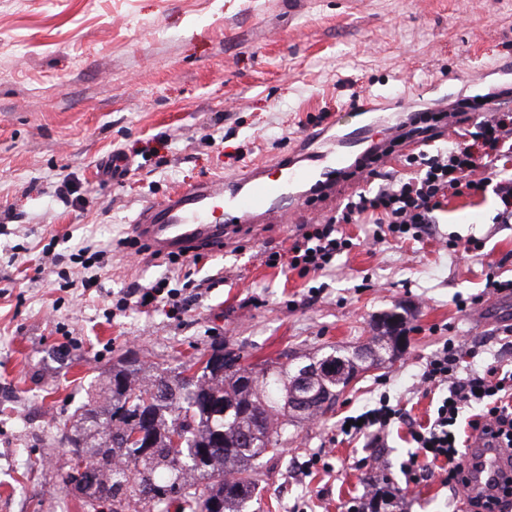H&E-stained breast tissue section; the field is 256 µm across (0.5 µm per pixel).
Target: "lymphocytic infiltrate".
<instances>
[{"label": "lymphocytic infiltrate", "mask_w": 512, "mask_h": 512, "mask_svg": "<svg viewBox=\"0 0 512 512\" xmlns=\"http://www.w3.org/2000/svg\"><path fill=\"white\" fill-rule=\"evenodd\" d=\"M495 94L482 98L465 96L449 103L448 110L463 116L466 125L446 149L429 153L433 125L429 113L416 109L400 124L401 139L420 144L418 152L406 155L407 166L415 174L401 179L381 173L370 165L365 177L379 180L374 194L358 193L348 198L331 216L302 225L286 251L267 255L265 264L275 268L295 264L300 276L329 271L337 256L350 251L353 242L341 232L344 224L374 225L372 239L386 237L421 241L435 214L451 197L477 196L494 189L499 200L497 223H512V108L492 109ZM466 353L459 342L447 340L428 360L423 382L437 388L447 386L448 394L439 404L433 420L419 424L400 405L380 396L361 416L338 425L342 439L369 437L384 441L395 424L405 425L415 450L403 464L406 479L424 481L431 464L441 463L444 482L452 495L467 498L470 512H493L489 501L468 498L466 472L471 465L465 453L469 442L484 439L499 448L512 449V370L500 362L477 369L465 364ZM468 422H461L463 411Z\"/></svg>", "instance_id": "f902f5d3"}]
</instances>
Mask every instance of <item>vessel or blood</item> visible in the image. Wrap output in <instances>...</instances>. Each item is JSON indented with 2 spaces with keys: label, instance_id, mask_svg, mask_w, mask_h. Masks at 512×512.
<instances>
[{
  "label": "vessel or blood",
  "instance_id": "1",
  "mask_svg": "<svg viewBox=\"0 0 512 512\" xmlns=\"http://www.w3.org/2000/svg\"><path fill=\"white\" fill-rule=\"evenodd\" d=\"M365 124L348 126L345 140L302 135L299 149L273 164L250 165L240 177L221 176L176 190L145 203L132 225L134 238L167 255L196 247L216 248L250 224H271L291 216L301 203L298 190L310 186L332 197L348 161L346 148L363 143ZM469 489L475 495L497 493L512 474V457L498 448L472 447Z\"/></svg>",
  "mask_w": 512,
  "mask_h": 512
}]
</instances>
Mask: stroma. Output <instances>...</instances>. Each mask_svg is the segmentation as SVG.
Masks as SVG:
<instances>
[{
    "instance_id": "stroma-1",
    "label": "stroma",
    "mask_w": 512,
    "mask_h": 512,
    "mask_svg": "<svg viewBox=\"0 0 512 512\" xmlns=\"http://www.w3.org/2000/svg\"><path fill=\"white\" fill-rule=\"evenodd\" d=\"M509 59L512 0H0V512H83L62 487L68 439L120 359L156 372L219 346L256 368L365 354L393 313L398 356L289 427L247 512H346L376 486L393 512H465L440 470L406 483L404 429L340 443L336 425L383 394L427 422L446 391H426L421 373L446 340L479 349L478 364L512 362V301L483 292L491 266L512 278V223H494L493 193L449 198L419 242L372 246L373 225H343L357 245L318 276L265 265L301 224L371 187L350 184L202 251V295L181 317L115 303L172 271L123 243L146 202L292 154L308 117L335 126L356 100L390 115L512 87L497 71ZM120 152L130 174L104 180L101 163ZM65 174L82 207L57 197ZM456 238L483 247L467 256L449 249ZM84 243L108 259L90 289L70 260ZM478 294L457 310L456 296ZM317 453L326 468L303 470Z\"/></svg>"
}]
</instances>
